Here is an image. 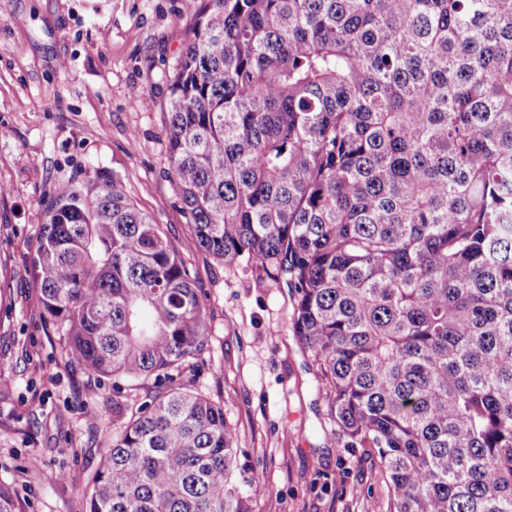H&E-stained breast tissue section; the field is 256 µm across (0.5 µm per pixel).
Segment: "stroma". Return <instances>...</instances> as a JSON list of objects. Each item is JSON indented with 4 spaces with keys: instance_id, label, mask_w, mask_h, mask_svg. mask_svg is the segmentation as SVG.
Listing matches in <instances>:
<instances>
[{
    "instance_id": "stroma-1",
    "label": "stroma",
    "mask_w": 512,
    "mask_h": 512,
    "mask_svg": "<svg viewBox=\"0 0 512 512\" xmlns=\"http://www.w3.org/2000/svg\"><path fill=\"white\" fill-rule=\"evenodd\" d=\"M201 0H0V483L25 512H85L111 444L112 381L71 364L32 257L62 183L117 173L194 277L209 350L184 374L234 428L251 512H389L372 448H351L294 336L284 280L201 251L169 176L162 107Z\"/></svg>"
}]
</instances>
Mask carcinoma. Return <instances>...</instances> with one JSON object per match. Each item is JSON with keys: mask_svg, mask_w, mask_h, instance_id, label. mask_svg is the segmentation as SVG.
<instances>
[{"mask_svg": "<svg viewBox=\"0 0 512 512\" xmlns=\"http://www.w3.org/2000/svg\"><path fill=\"white\" fill-rule=\"evenodd\" d=\"M163 109L199 248L283 277L390 512H512V0H202ZM33 258L71 362L112 378L86 512H251L183 382L199 289L117 174L55 188ZM142 390L133 406L119 400ZM0 512H24L0 485Z\"/></svg>", "mask_w": 512, "mask_h": 512, "instance_id": "1", "label": "carcinoma"}]
</instances>
